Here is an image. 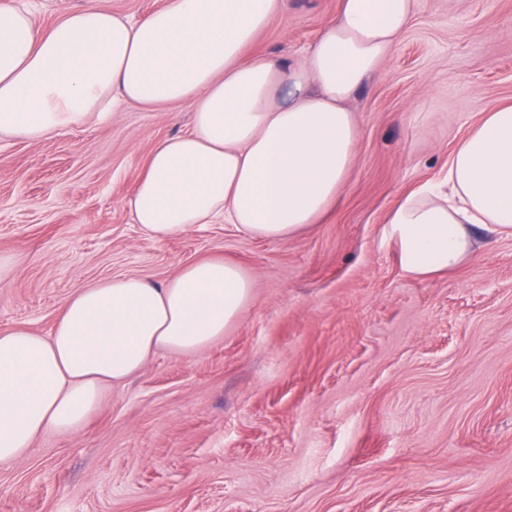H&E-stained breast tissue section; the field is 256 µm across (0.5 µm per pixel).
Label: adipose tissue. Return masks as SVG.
Listing matches in <instances>:
<instances>
[{"label": "adipose tissue", "mask_w": 512, "mask_h": 512, "mask_svg": "<svg viewBox=\"0 0 512 512\" xmlns=\"http://www.w3.org/2000/svg\"><path fill=\"white\" fill-rule=\"evenodd\" d=\"M416 0H341L296 60L246 56L286 0H165L138 18L85 0L43 26L32 0L0 4V138L33 142L124 106L192 113L153 149L128 201L153 239L198 224L285 240L319 223L354 166L352 95L391 56ZM512 237V103L463 137L442 181L402 195L382 237L400 269L429 277L474 254L475 230ZM253 298L250 274L221 258L162 284L115 276L79 289L49 335L0 333V463L43 433L79 432L102 389L158 351L193 354L223 338Z\"/></svg>", "instance_id": "1"}]
</instances>
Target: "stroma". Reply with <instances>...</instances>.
<instances>
[{"mask_svg": "<svg viewBox=\"0 0 512 512\" xmlns=\"http://www.w3.org/2000/svg\"><path fill=\"white\" fill-rule=\"evenodd\" d=\"M337 5L288 0L248 54L300 57ZM501 102L512 0H416L352 98L359 151L333 210L284 241L225 223L141 236L128 201L188 109L0 140V331L49 335L70 296L117 275L159 284L221 257L254 281L223 339L158 352L79 433L0 463V512H512V238L420 279L381 236Z\"/></svg>", "mask_w": 512, "mask_h": 512, "instance_id": "35a3bbf8", "label": "stroma"}]
</instances>
